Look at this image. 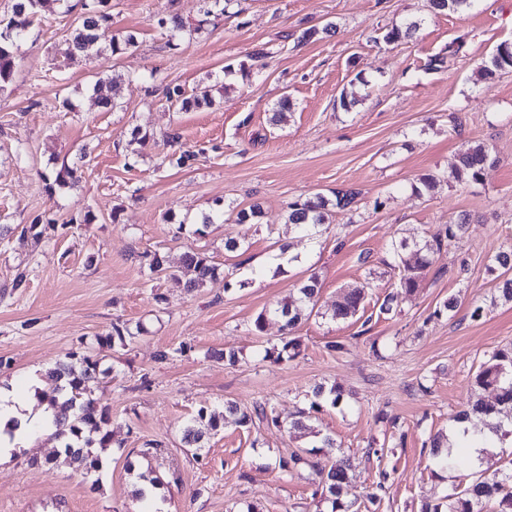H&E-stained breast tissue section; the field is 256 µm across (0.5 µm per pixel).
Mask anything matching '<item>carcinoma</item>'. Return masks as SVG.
I'll return each instance as SVG.
<instances>
[{
	"instance_id": "1",
	"label": "carcinoma",
	"mask_w": 512,
	"mask_h": 512,
	"mask_svg": "<svg viewBox=\"0 0 512 512\" xmlns=\"http://www.w3.org/2000/svg\"><path fill=\"white\" fill-rule=\"evenodd\" d=\"M64 0H14L12 14L4 23H0V87L8 83L14 72L15 53L23 41L28 28L40 13H53ZM437 12L470 9L477 0H431ZM85 12L80 23L74 27L66 38L65 54L68 56L92 49L105 48L111 55H121L135 46V36L111 34L112 12L111 0H86ZM419 23L409 21L394 26L384 39L388 43L409 38L416 31ZM512 71V42H502L496 46L490 59L479 68L478 76L492 79L503 71ZM115 81L111 78L99 79L93 90L100 107L110 110L116 106L113 96ZM167 101L179 104L180 109L199 108L212 104L210 91L199 88L189 96L174 88L166 93ZM498 162L489 147L482 142H465L462 144L457 161L453 166L452 176L459 183H476L480 181L483 170ZM359 192L350 188L339 190L335 200L331 201L317 194L303 200L298 199L288 204L286 223L303 231L310 232L318 225L328 221L330 208H349ZM260 205L254 204L247 209L228 212L220 209L215 214L203 218L202 227L195 230L203 234V227L215 220L227 218L233 224H255L261 217ZM467 232V218L460 215L448 221L444 231L433 236L404 237L392 244L397 271V291L388 294L381 305L379 313L389 314L398 306L402 294H412L420 286L432 265L434 254L445 247L459 242ZM487 271L498 280L492 302L512 303V243L500 247L493 254L486 266ZM179 273L185 279V287L193 291L203 287L217 276V267L211 263L203 252L185 253ZM320 283L317 276H310L297 293L263 309L253 321L255 331L264 329L268 318L273 317L282 322L284 336L281 346L266 351L265 357L279 362L284 358H294L300 352V341L293 336L294 330L313 315L316 310ZM366 298V288L355 287L343 294L336 303L331 319L346 320L357 314ZM133 338V333L120 325L112 326V334L98 338L101 347L115 343L121 345ZM106 375L100 370V359L88 355L68 354L65 359L56 362L44 374L46 389L40 392V402H45L54 410V436L60 440L56 456H65L75 468L89 475L100 468L101 451L113 445L112 435L107 430L110 415L100 406L99 399L87 392L85 381L96 375ZM471 386L475 390L496 391V397L487 401L481 397L474 400L465 410L452 416V421H485L493 416L496 422L489 425L499 440L512 437V346L497 348L488 359L472 373ZM321 404L314 401L309 409L298 412L288 422V431L309 429L308 421L312 413L319 411ZM225 412L238 426H248L254 421H265L279 426L281 421L275 411L266 403H256L250 408H241L232 402L224 404ZM220 417L204 408L187 421L182 429V442L186 450L195 457L200 456L205 441L218 431ZM430 451L437 459V464L450 471L469 470L474 460L461 449L453 448L449 437L438 432L429 437ZM336 440L324 436L320 440L318 451L325 461H309L298 453L278 461V467L284 472H292L304 465L309 466L318 476L319 481L313 496L317 499L316 512H360L356 503L343 498L344 485L351 477V464L348 457L336 451ZM421 512H512V459L498 476L488 479L479 476L462 487L433 501H425Z\"/></svg>"
}]
</instances>
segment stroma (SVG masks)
Returning <instances> with one entry per match:
<instances>
[{
	"label": "stroma",
	"mask_w": 512,
	"mask_h": 512,
	"mask_svg": "<svg viewBox=\"0 0 512 512\" xmlns=\"http://www.w3.org/2000/svg\"><path fill=\"white\" fill-rule=\"evenodd\" d=\"M233 15L204 16L203 0H112V30L136 45L119 56L66 57L79 10L38 15L22 42L8 84L0 86V383L24 387L31 373L65 354L100 357L107 381L92 380L111 417L116 447L86 475L64 460L46 466L58 446L36 437L0 465V512H146L135 498L136 473L163 475L168 512H315L309 469L286 473L278 460L335 438L353 465L346 500L369 512H419L465 472L433 475L424 442L464 409L470 378L497 348L512 343V304L492 303L489 257L512 243V71L478 76L501 42H512V0H479L468 11L435 13L429 0H234ZM180 15L193 33L167 39L158 18ZM419 21L413 37L388 44L385 32ZM310 41L300 42L306 29ZM443 53L440 70L426 67ZM119 75V104L101 109L92 84ZM206 87L212 106L170 107L164 92ZM358 93L337 109L342 90ZM292 107L270 124L282 96ZM462 120L454 133L451 116ZM149 133L140 145L133 130ZM196 152L189 166L169 164V134ZM494 145L497 164L480 182L451 176L464 142ZM77 171L66 186L62 167ZM439 176L432 193L413 190L420 175ZM355 188L356 203L333 209L306 237L288 229L289 202ZM260 203L255 224L208 225L202 215ZM464 238L437 253L417 290L381 314L397 278L387 266L392 240L431 235L459 215ZM246 238L243 254L224 240ZM205 253L224 280L187 291L174 276L185 252ZM159 252L169 274L155 275L145 253ZM370 254L373 265L359 264ZM23 287H14L17 273ZM318 275L317 316L295 335L300 355L275 363L281 324L254 332L265 307ZM368 285L363 310L329 319L349 288ZM455 315L436 314L449 296ZM483 315L471 320L474 304ZM143 333L126 345L99 347L113 325ZM345 343L343 353L327 342ZM235 351L228 365L211 359ZM339 385L344 402L324 405L297 435L262 422L226 425L200 457L187 454L181 428L200 408L266 403L281 419L309 407L317 384ZM163 460L144 457L147 443ZM393 445L385 458L372 443ZM394 469L381 501L368 494L381 469Z\"/></svg>",
	"instance_id": "1"
}]
</instances>
